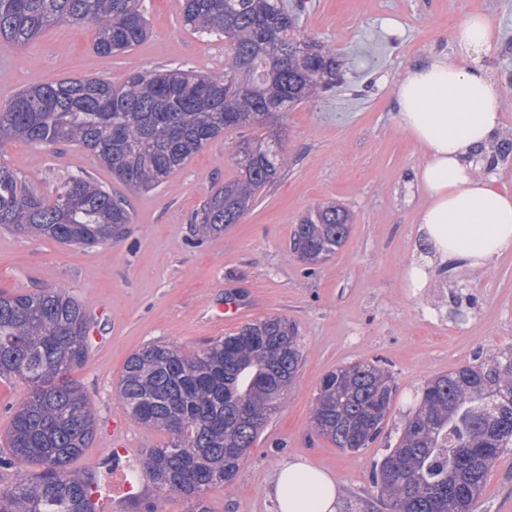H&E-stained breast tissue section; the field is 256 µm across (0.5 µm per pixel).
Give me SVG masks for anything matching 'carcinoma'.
<instances>
[{
    "label": "carcinoma",
    "instance_id": "obj_1",
    "mask_svg": "<svg viewBox=\"0 0 512 512\" xmlns=\"http://www.w3.org/2000/svg\"><path fill=\"white\" fill-rule=\"evenodd\" d=\"M184 27L224 37L219 78L179 70H134L116 86L101 77L64 79L25 88L0 105V148L15 141L78 146L132 190H153L226 130H240L231 159L238 176L205 197L191 219L204 238L235 224L288 169V154L249 131L272 130L287 112L336 86V49L302 32L282 0H180ZM56 25L91 26L102 56L144 42L141 0H0V45L20 54ZM133 223L128 199L70 174L52 194L0 161V227L68 245H107ZM352 214L320 205L299 218L292 253L309 266L346 242ZM89 317L62 288L0 295V377L29 388L14 412L1 468L37 465L0 488V512H90L91 474L69 470L90 442L95 408L70 377L88 354ZM302 354L296 326L282 316L246 323L188 357L150 343L130 355L117 397L138 423L170 439L150 448L142 470L161 491L210 512L204 497L237 475L280 405ZM393 395L392 377L372 362L339 367L323 379L311 420L336 447L358 452L381 434ZM512 448V354L479 355L438 375L395 446L372 469L390 512H472L496 459Z\"/></svg>",
    "mask_w": 512,
    "mask_h": 512
}]
</instances>
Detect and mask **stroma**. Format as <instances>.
<instances>
[{
	"instance_id": "obj_1",
	"label": "stroma",
	"mask_w": 512,
	"mask_h": 512,
	"mask_svg": "<svg viewBox=\"0 0 512 512\" xmlns=\"http://www.w3.org/2000/svg\"><path fill=\"white\" fill-rule=\"evenodd\" d=\"M148 38L131 51L102 57L89 27L57 25L23 55L0 47V104L43 82L84 76L122 84L136 69L224 73L223 38L185 29L179 0H142ZM302 30L333 45L343 80L335 91L287 112L280 144L291 162L238 223L196 240L190 218L212 188L234 178L238 134L228 131L195 154L167 183L130 192L79 147L13 142L0 160L48 190L62 174L92 178L127 194L133 222L112 244L74 247L0 230V291L65 289L90 318V345L76 380L95 406V434L69 464L103 473L112 424L144 452L163 432L136 423L115 389L128 356L150 344L191 355L232 333L224 305L240 321L269 315L294 321L302 361L283 406L270 418L229 485L205 494L211 512H275L266 486L283 461L299 457L331 473L337 512H386L370 479L375 460L394 444L424 382L472 364L479 352L512 353V252L483 275L465 271L408 287L404 273L418 256L416 226L425 196L414 183L423 153L402 131L393 108L398 80L414 63L459 58L454 33L466 15L489 16L498 40L484 62L503 100L502 132L512 133V0H284ZM323 203L354 215L346 243L311 268L290 251L299 217ZM379 361L396 391L380 437L362 451L336 448L311 427L322 379L341 366ZM175 493L144 483L137 500L114 495L112 512H185ZM474 512H512V450L489 472Z\"/></svg>"
}]
</instances>
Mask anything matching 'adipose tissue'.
Wrapping results in <instances>:
<instances>
[{
  "label": "adipose tissue",
  "mask_w": 512,
  "mask_h": 512,
  "mask_svg": "<svg viewBox=\"0 0 512 512\" xmlns=\"http://www.w3.org/2000/svg\"><path fill=\"white\" fill-rule=\"evenodd\" d=\"M462 50L490 51L496 28L485 15L455 29ZM400 128L425 152L416 178L425 192L418 218L421 255L405 272L410 287H426L432 265L485 272L512 251V194L474 173L501 128V96L477 62L433 58L408 69L394 92ZM267 494L276 512H336L337 484L301 458L283 461Z\"/></svg>",
  "instance_id": "ef3b65f1"
}]
</instances>
